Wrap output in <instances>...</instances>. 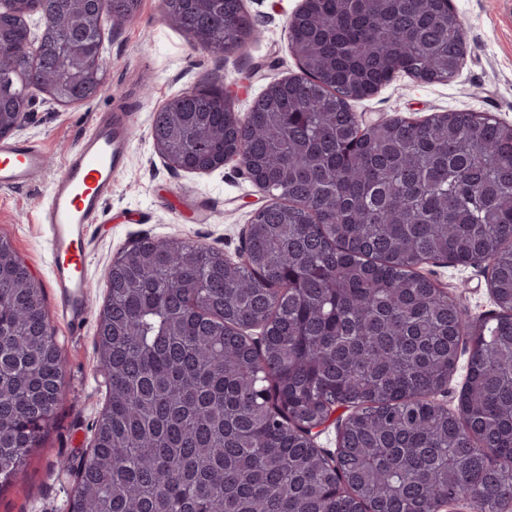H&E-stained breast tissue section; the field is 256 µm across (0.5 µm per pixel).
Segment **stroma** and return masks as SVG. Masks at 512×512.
<instances>
[{
	"mask_svg": "<svg viewBox=\"0 0 512 512\" xmlns=\"http://www.w3.org/2000/svg\"><path fill=\"white\" fill-rule=\"evenodd\" d=\"M261 29L245 54L214 55L192 49L179 30L162 18V0H140L121 29L103 21L111 63L102 90L87 102L58 105L31 94V120L16 138L37 143L46 156L43 174L18 188L0 187V236L7 238L45 293V313L56 333L63 361L64 403L41 432L38 448L18 477L0 485V512H67L77 467L93 446L92 424L108 393L97 374L94 338L107 293L113 257L135 240L177 237L222 250L235 258L243 230L264 192L231 168L209 173L173 171L156 152L150 129L162 104L204 84L231 86L234 108L247 114L271 81L299 75L290 49L289 20L301 0H243ZM466 33V54L454 79L423 83L399 73L375 95L354 101L361 125L395 116L424 118L439 112H487L512 125V0H450ZM128 113L132 137L125 169L91 228L87 256L88 308L81 331H71L58 311L49 247L39 210L96 116ZM421 273L446 288L467 320L495 311L479 269L441 262Z\"/></svg>",
	"mask_w": 512,
	"mask_h": 512,
	"instance_id": "obj_1",
	"label": "stroma"
}]
</instances>
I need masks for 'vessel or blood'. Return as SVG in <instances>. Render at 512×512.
<instances>
[{
	"label": "vessel or blood",
	"instance_id": "obj_1",
	"mask_svg": "<svg viewBox=\"0 0 512 512\" xmlns=\"http://www.w3.org/2000/svg\"><path fill=\"white\" fill-rule=\"evenodd\" d=\"M130 125L125 114L103 113L69 154L64 174L52 186L44 214L52 255L59 312L72 329L86 313V256L91 226L112 192L114 176L127 162ZM45 155L26 141L0 142V186H21L43 171Z\"/></svg>",
	"mask_w": 512,
	"mask_h": 512
}]
</instances>
